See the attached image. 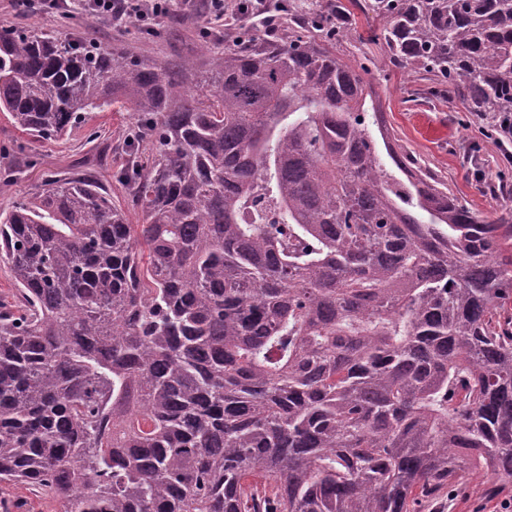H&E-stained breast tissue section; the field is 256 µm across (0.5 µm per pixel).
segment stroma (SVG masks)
Masks as SVG:
<instances>
[{
	"label": "stroma",
	"mask_w": 512,
	"mask_h": 512,
	"mask_svg": "<svg viewBox=\"0 0 512 512\" xmlns=\"http://www.w3.org/2000/svg\"><path fill=\"white\" fill-rule=\"evenodd\" d=\"M210 14L208 0H173L162 17L117 25L92 12L87 0H69L67 12H47L39 0H0V21L59 38L77 35L95 45L129 47L158 60L192 56L209 65L224 48V31H202ZM345 53L363 66V78L374 103L385 113L386 126L402 150L439 179L474 210L512 207V143L499 147L481 121L448 96L447 84L387 64L376 66L375 46L351 41ZM128 113L100 112L63 141L44 142L26 135L0 114V210L39 192L54 173L88 172L104 181L122 161L114 148L131 137ZM512 501V484L492 490L481 479L465 484L443 500L441 512H498L502 500Z\"/></svg>",
	"instance_id": "35a3bbf8"
}]
</instances>
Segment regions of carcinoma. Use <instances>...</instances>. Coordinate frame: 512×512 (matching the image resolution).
Segmentation results:
<instances>
[{"mask_svg":"<svg viewBox=\"0 0 512 512\" xmlns=\"http://www.w3.org/2000/svg\"><path fill=\"white\" fill-rule=\"evenodd\" d=\"M357 0H266L207 74L0 24V112L135 123L114 175L0 212V484L57 512H418L512 483V209L396 151L337 43ZM382 58L512 124V0H363Z\"/></svg>","mask_w":512,"mask_h":512,"instance_id":"carcinoma-1","label":"carcinoma"}]
</instances>
